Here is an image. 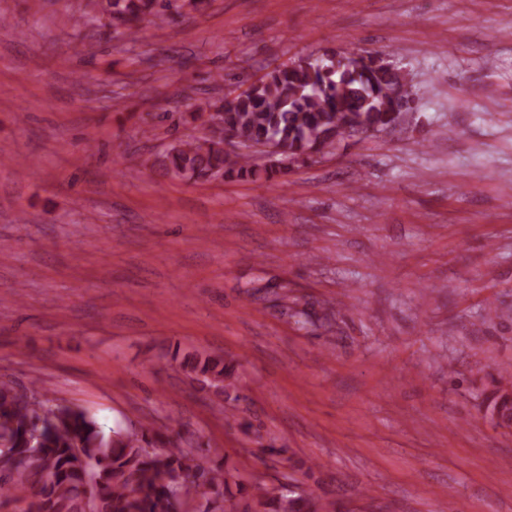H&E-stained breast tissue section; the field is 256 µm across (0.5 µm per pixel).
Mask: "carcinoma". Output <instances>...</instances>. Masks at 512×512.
Masks as SVG:
<instances>
[{"label": "carcinoma", "mask_w": 512, "mask_h": 512, "mask_svg": "<svg viewBox=\"0 0 512 512\" xmlns=\"http://www.w3.org/2000/svg\"><path fill=\"white\" fill-rule=\"evenodd\" d=\"M205 0H104L101 9L88 0L75 22L107 21L137 37L139 24L157 27L171 15L198 12ZM402 85L397 71L358 65L345 53L338 60L300 57L267 70L231 100H222L218 119L226 137L245 142H271L276 159L265 172L285 168L284 162L305 160L360 131L370 136L399 127L398 109L412 98L400 99L384 89ZM175 179L204 181L222 173L245 179L257 174L248 153L228 151L219 140L188 136L176 139L165 155L153 159ZM183 370L224 393H238L236 365L219 355L202 352L182 359ZM491 419L512 428V380L500 373L485 396ZM0 500L24 501L26 512H338L334 501L314 500L290 490L271 495L230 468L204 466L199 457L164 436L151 421L105 434L94 417L78 406L48 404L22 394L0 381ZM238 491H251V501L239 508L226 495L228 479Z\"/></svg>", "instance_id": "cac0c4a2"}]
</instances>
